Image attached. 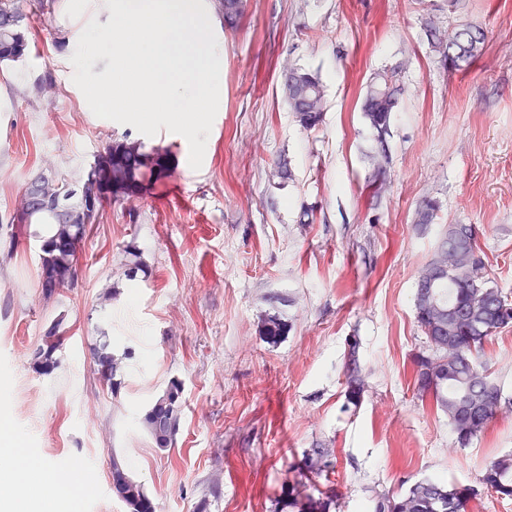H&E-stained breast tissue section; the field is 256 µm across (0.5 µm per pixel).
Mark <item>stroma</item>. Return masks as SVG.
<instances>
[{
    "instance_id": "stroma-1",
    "label": "stroma",
    "mask_w": 512,
    "mask_h": 512,
    "mask_svg": "<svg viewBox=\"0 0 512 512\" xmlns=\"http://www.w3.org/2000/svg\"><path fill=\"white\" fill-rule=\"evenodd\" d=\"M204 2L224 101L197 170L180 135L143 137L93 114L70 63L88 18L68 17V0L31 15L28 54L0 66V393L13 405L0 437L17 440L25 465H80L79 512H127L110 487L113 449L157 512H280L291 483L336 489L335 512H372L424 477L477 487L468 512H512L479 487L512 453V326L483 354L502 410L467 446L413 386V358L429 350L413 293L442 226L474 225L491 284L512 301V0H245L234 30ZM430 22L487 39L451 69L428 43ZM286 66L324 85L315 128L282 97ZM392 68L403 94L378 170L361 100ZM47 76L63 88L51 102L31 92ZM123 138L167 150L171 167L139 198L105 202L76 286L44 299L15 203L31 175L77 179ZM426 200L437 205L429 225L415 221ZM272 314L288 325L275 344L259 334ZM60 315L61 365L43 376L30 352ZM102 331L124 356L115 391L88 350ZM353 347L366 384L356 402L344 369ZM174 379L183 412L162 451L142 419ZM311 448L334 449L328 472H294Z\"/></svg>"
}]
</instances>
